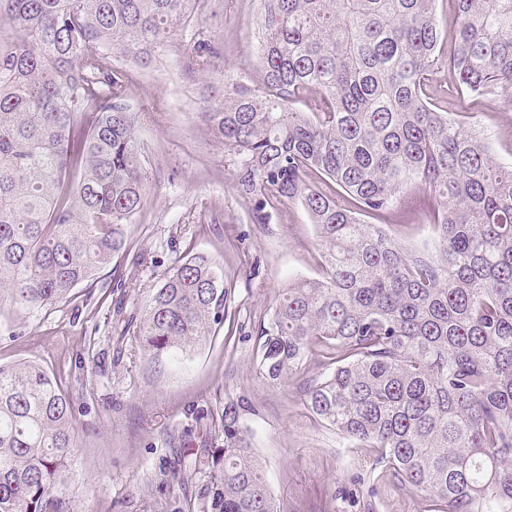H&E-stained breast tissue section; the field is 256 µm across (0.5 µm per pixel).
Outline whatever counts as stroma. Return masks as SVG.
Wrapping results in <instances>:
<instances>
[{"label":"stroma","instance_id":"stroma-1","mask_svg":"<svg viewBox=\"0 0 512 512\" xmlns=\"http://www.w3.org/2000/svg\"><path fill=\"white\" fill-rule=\"evenodd\" d=\"M212 3L202 28L224 44L227 80L257 82L261 0ZM189 36L173 29L156 64L135 70L129 88L135 110L148 116L139 139L152 166L129 250L65 302L0 313V364L33 361L62 373L73 401L77 451L65 496L74 512H183L201 478L180 474L179 463L223 447L210 416L234 400L284 512H426V500L364 472L369 449L348 447L312 417L296 382L261 375L252 341L226 345L223 327L179 354L140 346L150 297L188 252L223 261L239 325L271 311L288 281L319 272L316 231L300 204H275L268 223H251L253 200L235 187L236 156L197 117L200 78L180 51ZM443 104L467 116L495 159L512 163V91L478 102L452 91Z\"/></svg>","mask_w":512,"mask_h":512}]
</instances>
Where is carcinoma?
Here are the masks:
<instances>
[{
	"mask_svg": "<svg viewBox=\"0 0 512 512\" xmlns=\"http://www.w3.org/2000/svg\"><path fill=\"white\" fill-rule=\"evenodd\" d=\"M202 0H0V306H52L131 242L149 171L128 102L174 26ZM261 80L229 82L199 38L181 47L199 116L238 157L235 187L264 224L298 202L320 273L288 283L253 318L257 367L299 382L310 413L430 512H512V166L435 103L512 87V0H261ZM302 104L306 111H296ZM433 246L389 221L417 190ZM372 216L378 223L367 224ZM223 263L195 254L165 274L139 341L177 353L230 318ZM224 448L201 512H281L240 420L224 402ZM77 447L63 382L36 363L0 365V512H70Z\"/></svg>",
	"mask_w": 512,
	"mask_h": 512,
	"instance_id": "obj_1",
	"label": "carcinoma"
}]
</instances>
